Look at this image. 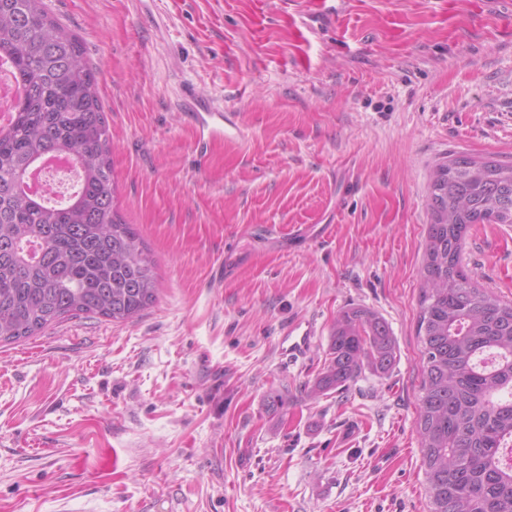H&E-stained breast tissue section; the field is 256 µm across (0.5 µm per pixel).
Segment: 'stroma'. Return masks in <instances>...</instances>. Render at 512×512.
<instances>
[{"instance_id": "1", "label": "stroma", "mask_w": 512, "mask_h": 512, "mask_svg": "<svg viewBox=\"0 0 512 512\" xmlns=\"http://www.w3.org/2000/svg\"><path fill=\"white\" fill-rule=\"evenodd\" d=\"M45 3L98 70L119 209L158 293L122 323L0 345V512H428V188L451 157L512 161V0ZM190 91L239 134L197 147ZM299 224L335 231L285 248ZM462 258L512 301V224L474 225ZM358 306L388 323L395 366L312 397ZM299 316L320 334L291 366L280 331Z\"/></svg>"}]
</instances>
